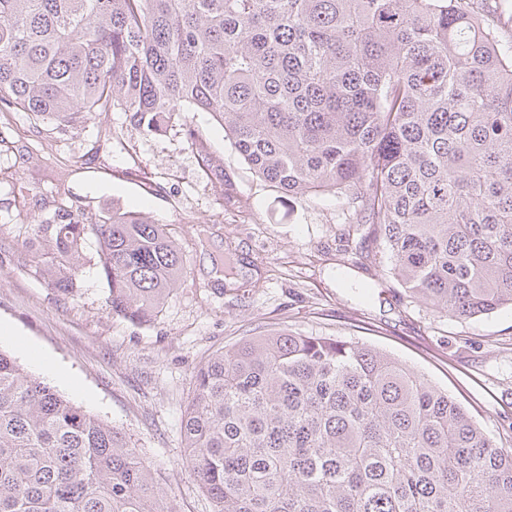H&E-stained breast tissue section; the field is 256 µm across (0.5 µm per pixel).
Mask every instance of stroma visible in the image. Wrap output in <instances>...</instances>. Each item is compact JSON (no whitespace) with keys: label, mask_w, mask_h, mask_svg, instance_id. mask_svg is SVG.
Here are the masks:
<instances>
[{"label":"stroma","mask_w":512,"mask_h":512,"mask_svg":"<svg viewBox=\"0 0 512 512\" xmlns=\"http://www.w3.org/2000/svg\"><path fill=\"white\" fill-rule=\"evenodd\" d=\"M202 137L190 141L188 126ZM119 203L167 226L186 269L158 317L114 315L86 244L75 295L52 288L34 224L63 203ZM332 196L291 198L260 180L223 127L178 112L158 134L122 112L69 132L0 112V350L87 411L120 427L160 472L179 512H212L185 460L181 418L213 352L271 330L333 336L407 362L512 449V307L443 316L388 275L380 246ZM237 275L217 279L224 259Z\"/></svg>","instance_id":"obj_1"}]
</instances>
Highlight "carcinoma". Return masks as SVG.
<instances>
[{
    "label": "carcinoma",
    "instance_id": "carcinoma-1",
    "mask_svg": "<svg viewBox=\"0 0 512 512\" xmlns=\"http://www.w3.org/2000/svg\"><path fill=\"white\" fill-rule=\"evenodd\" d=\"M463 0H0V108L66 131L207 112L262 181L334 195L388 273L459 320L512 306V39ZM52 287L95 240L112 313L155 317L184 273L118 205L38 224ZM185 456L213 512H512V450L361 342L284 330L194 375ZM0 512H177L121 428L0 351Z\"/></svg>",
    "mask_w": 512,
    "mask_h": 512
}]
</instances>
